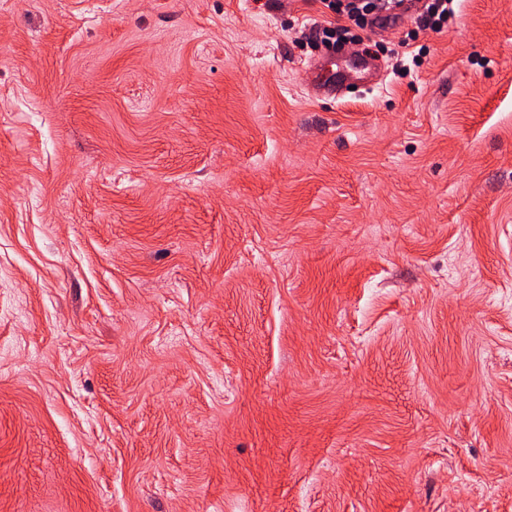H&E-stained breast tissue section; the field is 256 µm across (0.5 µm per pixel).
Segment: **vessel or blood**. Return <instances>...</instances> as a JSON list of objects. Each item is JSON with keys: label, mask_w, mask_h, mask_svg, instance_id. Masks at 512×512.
<instances>
[{"label": "vessel or blood", "mask_w": 512, "mask_h": 512, "mask_svg": "<svg viewBox=\"0 0 512 512\" xmlns=\"http://www.w3.org/2000/svg\"><path fill=\"white\" fill-rule=\"evenodd\" d=\"M309 72L311 96L321 100H334L350 87L373 83L376 67L373 59L367 56L347 53L334 69L329 68L326 58L314 59L309 66Z\"/></svg>", "instance_id": "obj_1"}]
</instances>
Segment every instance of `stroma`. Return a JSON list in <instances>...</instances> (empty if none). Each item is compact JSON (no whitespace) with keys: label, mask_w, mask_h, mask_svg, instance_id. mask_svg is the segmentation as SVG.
I'll list each match as a JSON object with an SVG mask.
<instances>
[{"label":"stroma","mask_w":512,"mask_h":512,"mask_svg":"<svg viewBox=\"0 0 512 512\" xmlns=\"http://www.w3.org/2000/svg\"><path fill=\"white\" fill-rule=\"evenodd\" d=\"M314 99L321 0H0V512H512V0Z\"/></svg>","instance_id":"stroma-1"}]
</instances>
